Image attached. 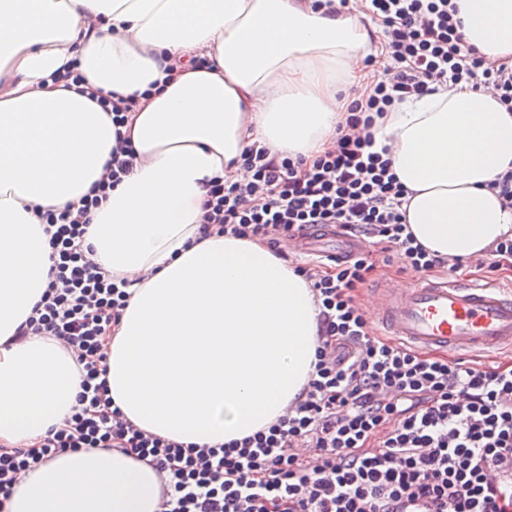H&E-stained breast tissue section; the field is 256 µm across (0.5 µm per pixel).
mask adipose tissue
Returning a JSON list of instances; mask_svg holds the SVG:
<instances>
[{
	"instance_id": "ef3b65f1",
	"label": "adipose tissue",
	"mask_w": 512,
	"mask_h": 512,
	"mask_svg": "<svg viewBox=\"0 0 512 512\" xmlns=\"http://www.w3.org/2000/svg\"><path fill=\"white\" fill-rule=\"evenodd\" d=\"M467 42L512 66V0H457ZM359 13L312 0H0V442L68 416L80 385L57 341L11 343L51 266L36 209L77 206L116 144L97 99L133 98L139 158L87 240L131 279L109 344L112 398L139 428L213 445L266 427L306 386L317 312L305 278L266 245L200 237L205 182L237 180L253 143L312 157L345 118L373 45ZM210 68L196 67V59ZM78 70V88L64 74ZM410 191L406 221L444 259L512 235L491 182L512 168V113L493 92L440 86L379 120ZM161 477L120 449L66 453L16 486L9 512H157Z\"/></svg>"
}]
</instances>
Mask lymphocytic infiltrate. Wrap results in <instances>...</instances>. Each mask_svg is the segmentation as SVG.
Masks as SVG:
<instances>
[{
  "label": "lymphocytic infiltrate",
  "instance_id": "f902f5d3",
  "mask_svg": "<svg viewBox=\"0 0 512 512\" xmlns=\"http://www.w3.org/2000/svg\"><path fill=\"white\" fill-rule=\"evenodd\" d=\"M362 8L382 27L381 53L368 57L373 79L350 103L334 144L310 159L251 145L241 156L247 182L208 181L200 233L274 249L333 226L394 252L405 271L456 272L410 231L408 191L372 128L396 104L448 83L493 88L512 112V67L466 41L456 0H363ZM136 161L118 138L105 175L78 207L39 215L52 266L13 339L53 338L81 383L71 414L37 447L0 449V512L28 471L93 448L150 462L163 480L160 512H512V366L465 365L376 335L360 301L376 269L369 252L327 270L297 266L318 310V346L285 415L212 446L154 436L125 419L112 399L106 347L130 282L94 260L85 236L92 212Z\"/></svg>",
  "mask_w": 512,
  "mask_h": 512
}]
</instances>
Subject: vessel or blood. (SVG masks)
Listing matches in <instances>:
<instances>
[{
	"mask_svg": "<svg viewBox=\"0 0 512 512\" xmlns=\"http://www.w3.org/2000/svg\"><path fill=\"white\" fill-rule=\"evenodd\" d=\"M297 244L329 258L342 259L352 252L349 239L330 230L319 237L298 238ZM369 311L372 323L418 349H512V291L497 286L423 277L409 288L377 289Z\"/></svg>",
	"mask_w": 512,
	"mask_h": 512,
	"instance_id": "1",
	"label": "vessel or blood"
}]
</instances>
